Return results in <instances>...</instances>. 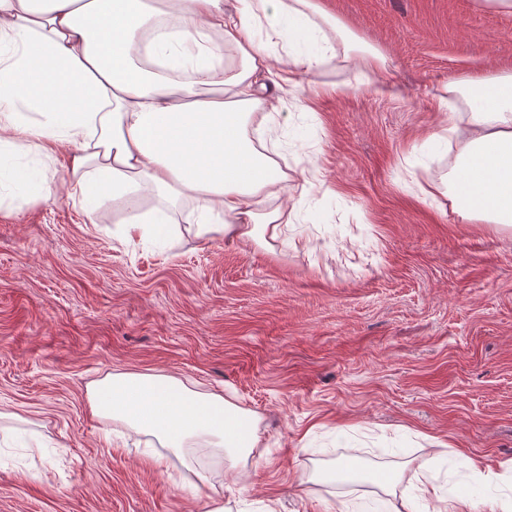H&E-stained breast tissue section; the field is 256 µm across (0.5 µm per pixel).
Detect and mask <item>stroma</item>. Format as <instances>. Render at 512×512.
<instances>
[{
	"label": "stroma",
	"mask_w": 512,
	"mask_h": 512,
	"mask_svg": "<svg viewBox=\"0 0 512 512\" xmlns=\"http://www.w3.org/2000/svg\"><path fill=\"white\" fill-rule=\"evenodd\" d=\"M315 2L383 53L393 91L353 53L285 97L272 137L290 183L315 188L289 196L284 241H122L119 206L90 220L65 196L0 209V512H206L199 470L226 512L512 500V227L462 223L417 189L460 149L434 143L465 109L449 80L512 73V12ZM118 371L174 375L252 413L259 442L238 474L208 448L156 463L148 437L94 414L89 382ZM362 453L403 469L392 492L326 479ZM424 483L437 498L417 499Z\"/></svg>",
	"instance_id": "1"
}]
</instances>
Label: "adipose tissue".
<instances>
[{
	"instance_id": "ef3b65f1",
	"label": "adipose tissue",
	"mask_w": 512,
	"mask_h": 512,
	"mask_svg": "<svg viewBox=\"0 0 512 512\" xmlns=\"http://www.w3.org/2000/svg\"><path fill=\"white\" fill-rule=\"evenodd\" d=\"M275 17L286 41L327 26L350 31L314 0H0V183L11 199L51 198L23 145L70 149L69 196L86 215L122 206L127 233L172 224L188 198L196 238L278 239L288 176L265 132L320 57L270 55L254 37ZM467 88L464 145L444 196L464 223L512 224V74L452 81ZM22 111H15V103ZM159 205L145 208L146 196ZM96 414L153 436L178 458L201 444L234 468L258 442L247 412L171 375L116 372L92 386Z\"/></svg>"
}]
</instances>
